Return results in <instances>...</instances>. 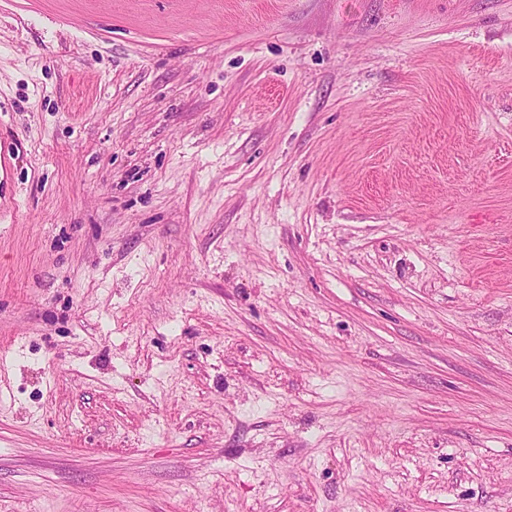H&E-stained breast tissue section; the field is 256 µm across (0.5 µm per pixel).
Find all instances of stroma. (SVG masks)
I'll return each mask as SVG.
<instances>
[{
	"mask_svg": "<svg viewBox=\"0 0 512 512\" xmlns=\"http://www.w3.org/2000/svg\"><path fill=\"white\" fill-rule=\"evenodd\" d=\"M0 512H512V0H0Z\"/></svg>",
	"mask_w": 512,
	"mask_h": 512,
	"instance_id": "obj_1",
	"label": "stroma"
}]
</instances>
